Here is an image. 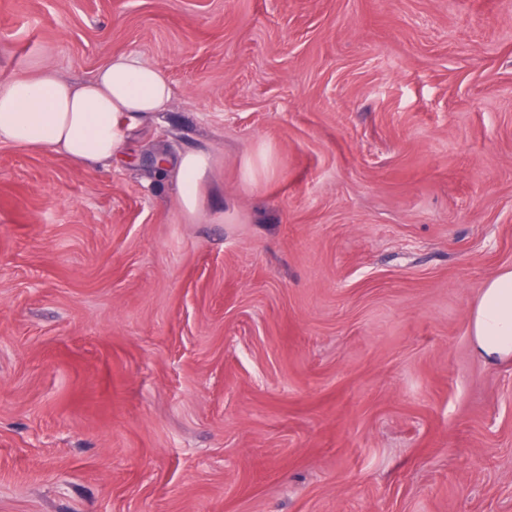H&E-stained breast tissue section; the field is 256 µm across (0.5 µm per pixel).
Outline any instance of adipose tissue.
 <instances>
[{
  "label": "adipose tissue",
  "mask_w": 512,
  "mask_h": 512,
  "mask_svg": "<svg viewBox=\"0 0 512 512\" xmlns=\"http://www.w3.org/2000/svg\"><path fill=\"white\" fill-rule=\"evenodd\" d=\"M166 73L149 61L115 54L82 82L52 70L0 81V143L51 149L90 167H106L124 148L129 125L165 111ZM212 167L202 151L180 154L170 173L185 214L198 212ZM475 351L490 362L512 358V268L485 283L469 321Z\"/></svg>",
  "instance_id": "1"
}]
</instances>
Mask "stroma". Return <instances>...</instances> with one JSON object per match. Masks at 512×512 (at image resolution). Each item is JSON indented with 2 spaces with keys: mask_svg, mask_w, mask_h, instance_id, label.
Here are the masks:
<instances>
[{
  "mask_svg": "<svg viewBox=\"0 0 512 512\" xmlns=\"http://www.w3.org/2000/svg\"><path fill=\"white\" fill-rule=\"evenodd\" d=\"M116 53L123 159L0 143V512H512V0H0V80ZM171 169L164 171L176 179L179 205L187 215H194L203 204V191L212 167L211 157L202 151H189L170 160ZM475 351L489 362L512 358V268L485 283L469 321Z\"/></svg>",
  "mask_w": 512,
  "mask_h": 512,
  "instance_id": "stroma-1",
  "label": "stroma"
}]
</instances>
